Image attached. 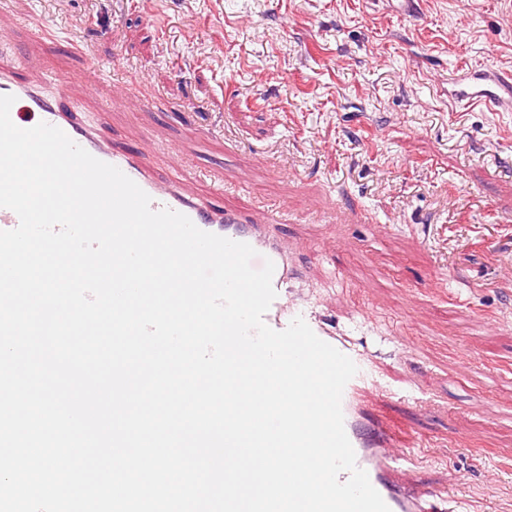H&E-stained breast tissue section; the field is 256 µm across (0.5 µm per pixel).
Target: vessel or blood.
<instances>
[{
    "mask_svg": "<svg viewBox=\"0 0 512 512\" xmlns=\"http://www.w3.org/2000/svg\"><path fill=\"white\" fill-rule=\"evenodd\" d=\"M0 95L14 96L10 116L17 126L29 128L43 121L60 128L95 158L117 167L131 178L149 195L152 209L167 208L183 213L201 230L248 243L261 259L271 260L275 266L272 284L277 296L264 316L265 323L280 331L295 317H302L321 340L350 357L358 367L342 396L345 431L358 467L367 472L390 512H445L442 501H428L418 495L412 473L398 466L403 457L401 450L391 446L383 424L366 418L362 403L372 388L373 378L365 354L310 310L305 300L292 290L294 253L281 242L277 219H270L266 224L248 223L223 206L188 196L175 182L157 179L146 155L103 149L95 134L80 121L79 106L67 80H54L52 92L47 93L41 86L17 82L12 64L2 61ZM449 99L464 112L478 107L492 112H511L512 74L479 70L460 75Z\"/></svg>",
    "mask_w": 512,
    "mask_h": 512,
    "instance_id": "vessel-or-blood-1",
    "label": "vessel or blood"
}]
</instances>
